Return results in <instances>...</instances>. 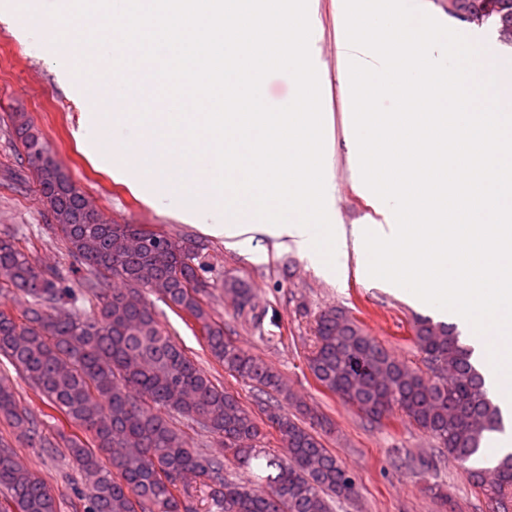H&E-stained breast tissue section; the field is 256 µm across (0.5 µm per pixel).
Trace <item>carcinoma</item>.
<instances>
[{"label": "carcinoma", "mask_w": 512, "mask_h": 512, "mask_svg": "<svg viewBox=\"0 0 512 512\" xmlns=\"http://www.w3.org/2000/svg\"><path fill=\"white\" fill-rule=\"evenodd\" d=\"M448 16H478L512 48V0H434ZM23 153L41 164L39 194L67 252L84 270L82 291L56 267H40L11 235L0 236V293L27 297L22 312L0 306V355L39 392L72 429L57 434L86 481L87 512H333L330 499L357 492L352 472L321 438L281 413L273 395L285 393L280 375L224 336L204 304L207 285L196 272L205 245L176 240L137 224H109L88 205L25 121L15 125ZM199 325L213 359L224 371L272 397L258 418L197 366L161 327L142 292ZM239 312L256 327L262 314L249 290L229 285ZM73 309L62 317L60 307ZM415 346L433 367L425 378L399 360L342 312L330 308L315 321L308 368L323 390L379 421L400 408L421 430L465 465L469 483L485 497L512 495V453L492 461L485 443L502 429L500 410L485 378L455 328L420 320ZM167 410L224 442L252 481L224 476V459L190 446L160 414ZM0 416L34 448L54 438L0 383ZM288 448L282 458L257 448L266 428ZM0 489L13 512H57L52 489L0 442Z\"/></svg>", "instance_id": "obj_1"}]
</instances>
